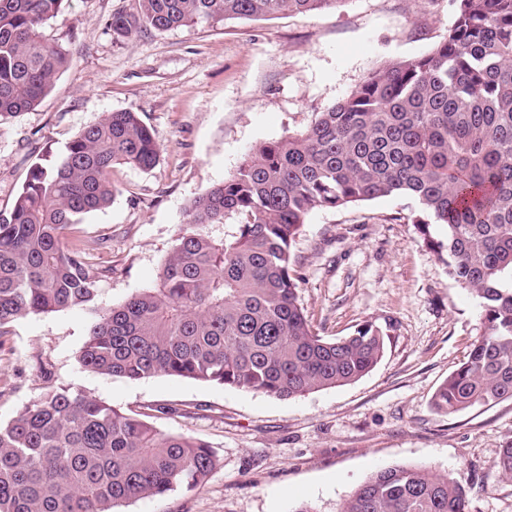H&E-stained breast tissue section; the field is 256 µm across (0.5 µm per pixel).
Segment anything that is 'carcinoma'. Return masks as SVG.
Here are the masks:
<instances>
[{
	"instance_id": "carcinoma-1",
	"label": "carcinoma",
	"mask_w": 512,
	"mask_h": 512,
	"mask_svg": "<svg viewBox=\"0 0 512 512\" xmlns=\"http://www.w3.org/2000/svg\"><path fill=\"white\" fill-rule=\"evenodd\" d=\"M67 0H0V118L36 108L68 63L40 28ZM112 14L117 40L147 30L331 9L343 0H138ZM455 20L431 52L374 70L303 131L253 148L193 198L154 288L97 306L101 271L69 228L114 197L112 168L156 166L155 133L129 110L33 165L0 213V336L30 314L90 318L81 365L129 381L171 376L280 398L350 384L381 359L371 323L326 339L299 297L293 245L316 210L394 195L448 276L479 300L467 360L439 385L454 414L512 399V0H450ZM436 225L443 237L435 238ZM205 442L163 434L135 412L50 389L0 426V512H117L203 485ZM340 512H468L465 488L422 466L359 485Z\"/></svg>"
}]
</instances>
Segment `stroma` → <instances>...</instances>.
Segmentation results:
<instances>
[{"mask_svg": "<svg viewBox=\"0 0 512 512\" xmlns=\"http://www.w3.org/2000/svg\"><path fill=\"white\" fill-rule=\"evenodd\" d=\"M137 8L67 0L42 26L69 47L67 67L34 110L0 119L2 212L32 164H53L105 113L137 112L155 132L156 166H115L112 204L68 232L103 271L102 308L157 284L190 200L254 146L307 128L375 69L433 50L454 23L449 0H344L113 39V13ZM416 208L390 196L318 210L294 246L299 300L317 333L334 339L366 323L382 331L384 355L361 379L282 399L180 377L112 378L80 364L89 316L74 308L28 316L0 336V423L47 388H71L216 452L203 486L120 512H339L358 485L395 465L457 479L468 512H512V480L495 466L512 445V400L450 415L432 405L479 334L480 307L425 246L410 220Z\"/></svg>", "mask_w": 512, "mask_h": 512, "instance_id": "1", "label": "stroma"}]
</instances>
